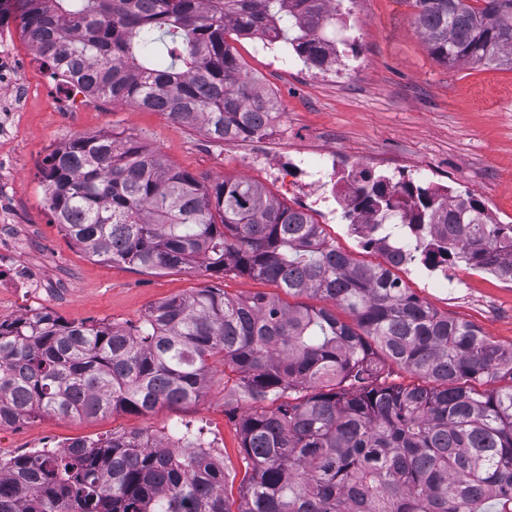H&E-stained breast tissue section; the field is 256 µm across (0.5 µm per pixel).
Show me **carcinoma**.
<instances>
[{"instance_id": "cac0c4a2", "label": "carcinoma", "mask_w": 512, "mask_h": 512, "mask_svg": "<svg viewBox=\"0 0 512 512\" xmlns=\"http://www.w3.org/2000/svg\"><path fill=\"white\" fill-rule=\"evenodd\" d=\"M43 66L94 96L162 112L224 143L260 139L270 94L242 78L224 35L267 18L305 63L337 56L328 0H18ZM430 54L512 70V0H414ZM50 209L87 254L151 273L229 272L271 282L290 304L204 287L152 307L140 326L0 319V427L39 415H147L199 400L213 366L257 406L239 423L251 471L231 510L224 466L201 432L77 439L0 464V512H512V347L438 313L406 287L401 261L459 262L512 282V224L469 195L365 171L346 181L350 223L372 217L397 257L363 263L305 210L261 184H210L132 137L79 136L43 171ZM397 365L420 379L387 383ZM499 386L479 389L487 382Z\"/></svg>"}]
</instances>
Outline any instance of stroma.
<instances>
[{"instance_id":"stroma-1","label":"stroma","mask_w":512,"mask_h":512,"mask_svg":"<svg viewBox=\"0 0 512 512\" xmlns=\"http://www.w3.org/2000/svg\"><path fill=\"white\" fill-rule=\"evenodd\" d=\"M336 73L282 62L256 39L228 35L243 73L274 98L277 114L261 140L210 141L203 132L132 103L92 98L60 112L63 86L24 50L20 65L30 91L14 135L0 137V268L25 266L36 287L0 283V319L37 311L68 322L139 325L161 301L209 285L204 270L150 274L90 257L62 232L50 209L42 169L48 155L80 135L135 137L148 150L204 181L250 178L284 204L312 209L330 242L364 262H379L349 228L336 186L366 169L391 181H413L481 200L492 222L512 224V71L460 63L428 52L413 24L412 0H342ZM453 288L432 286L418 262L400 270L408 288L439 313L469 322L512 346V282L458 266ZM253 407L234 373L215 371L198 401L159 407L150 416L122 412L97 418L37 417L0 428V462L35 450H59L146 429H202L224 466L230 504H237L248 465L239 422Z\"/></svg>"}]
</instances>
